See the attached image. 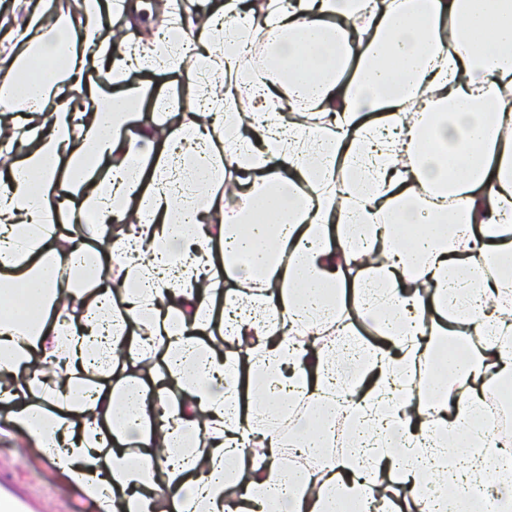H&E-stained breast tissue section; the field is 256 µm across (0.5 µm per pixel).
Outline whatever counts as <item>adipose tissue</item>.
<instances>
[{
	"instance_id": "1",
	"label": "adipose tissue",
	"mask_w": 512,
	"mask_h": 512,
	"mask_svg": "<svg viewBox=\"0 0 512 512\" xmlns=\"http://www.w3.org/2000/svg\"><path fill=\"white\" fill-rule=\"evenodd\" d=\"M241 8L162 14L182 37L221 32L190 69L144 35L142 0H74L13 55L0 302L28 304L0 316V435L96 512H339L368 485L388 512H455L448 484L477 495L512 461L471 427L512 383V0H263L247 28ZM257 32L272 66L250 113L225 109L241 88L209 77ZM134 69L184 70L200 109L155 98L178 116L157 140L132 122ZM214 170L236 202L206 189ZM341 366L365 387L339 396ZM292 401L321 468L279 461Z\"/></svg>"
}]
</instances>
